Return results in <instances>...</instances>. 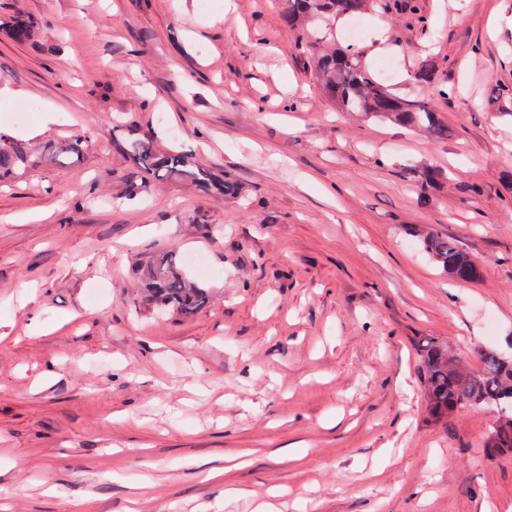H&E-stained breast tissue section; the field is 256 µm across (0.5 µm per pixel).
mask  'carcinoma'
<instances>
[{
    "instance_id": "cac0c4a2",
    "label": "carcinoma",
    "mask_w": 512,
    "mask_h": 512,
    "mask_svg": "<svg viewBox=\"0 0 512 512\" xmlns=\"http://www.w3.org/2000/svg\"><path fill=\"white\" fill-rule=\"evenodd\" d=\"M372 0H288L286 24L298 32V49L304 55L315 78L343 112H353L367 119L391 122L433 139L448 136V125L425 99H409L393 93L362 65L350 46L326 44L320 28L309 29L318 21L352 16L367 11ZM33 22L22 15L15 17L10 35L16 39L31 35ZM81 138L58 142L42 152L32 151L19 140L0 137V179L15 169L51 164L63 167L80 153ZM127 149L139 165L138 178L131 179L124 191L135 199L150 182L189 179L199 187L212 188L223 196L237 195L238 186L231 179L215 180L213 173L193 161L186 149L160 153L152 138L130 141ZM412 182L426 199L429 190L447 178L435 167L412 171ZM410 235L442 272L460 281L474 282L481 277L479 264L446 237L418 227ZM146 291L161 308L191 316L209 303L208 292L189 283L179 271L175 257L163 256L144 271ZM419 368L428 402L429 416L441 422L458 409L471 405L501 404L512 410V357L496 351L482 355L479 367L464 372L459 359L439 340L425 337L418 344ZM512 454V420L492 427L484 443V455L491 461Z\"/></svg>"
}]
</instances>
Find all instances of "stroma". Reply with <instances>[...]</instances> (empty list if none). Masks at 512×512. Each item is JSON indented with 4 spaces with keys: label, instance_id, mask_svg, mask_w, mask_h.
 I'll return each mask as SVG.
<instances>
[{
    "label": "stroma",
    "instance_id": "35a3bbf8",
    "mask_svg": "<svg viewBox=\"0 0 512 512\" xmlns=\"http://www.w3.org/2000/svg\"><path fill=\"white\" fill-rule=\"evenodd\" d=\"M385 2L336 41L371 74L393 64L403 96L431 65L447 139L338 111L285 0H0V132L36 152L84 142L0 184L6 512H512V455L483 456L494 411L433 421L415 349L512 355V114L491 96L512 85V0ZM152 132L243 201L186 180L122 200L124 143ZM426 165L448 178L423 199L406 174ZM415 225L480 280L442 273ZM168 253L209 293L194 315L143 290ZM409 234L431 261L448 276L467 282L477 281L481 277L479 264L448 237L419 227H412Z\"/></svg>",
    "mask_w": 512,
    "mask_h": 512
}]
</instances>
